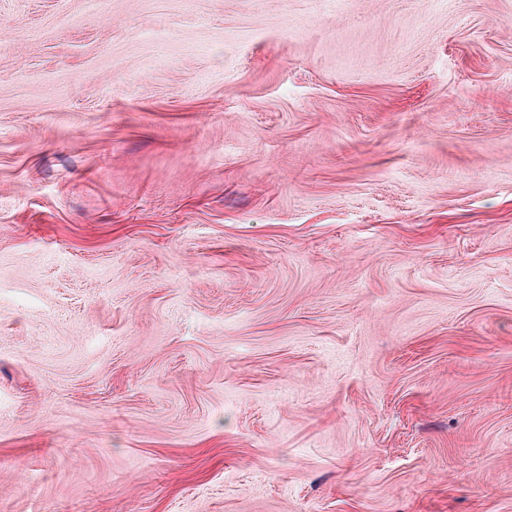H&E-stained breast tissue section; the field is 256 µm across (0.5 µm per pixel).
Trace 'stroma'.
I'll list each match as a JSON object with an SVG mask.
<instances>
[{"instance_id": "stroma-1", "label": "stroma", "mask_w": 512, "mask_h": 512, "mask_svg": "<svg viewBox=\"0 0 512 512\" xmlns=\"http://www.w3.org/2000/svg\"><path fill=\"white\" fill-rule=\"evenodd\" d=\"M0 512H512V0H0Z\"/></svg>"}]
</instances>
